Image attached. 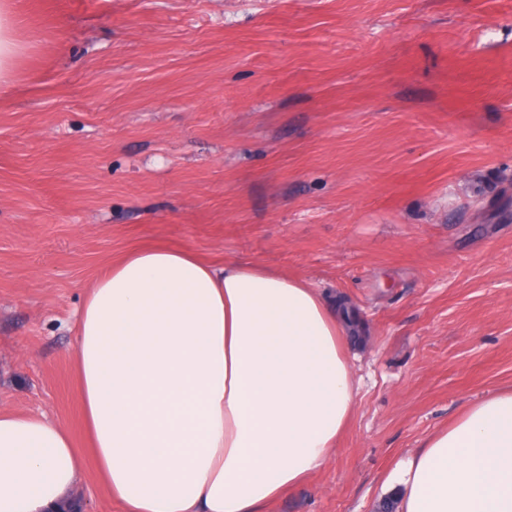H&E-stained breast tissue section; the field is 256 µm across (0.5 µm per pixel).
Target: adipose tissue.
I'll return each mask as SVG.
<instances>
[{
  "instance_id": "adipose-tissue-1",
  "label": "adipose tissue",
  "mask_w": 512,
  "mask_h": 512,
  "mask_svg": "<svg viewBox=\"0 0 512 512\" xmlns=\"http://www.w3.org/2000/svg\"><path fill=\"white\" fill-rule=\"evenodd\" d=\"M344 318L304 280L135 249L87 289L71 350L102 485L123 512H265L327 464L357 408ZM84 460L63 425L0 409V512H56ZM398 512H512V389L390 476Z\"/></svg>"
}]
</instances>
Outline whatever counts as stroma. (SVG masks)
Segmentation results:
<instances>
[{"label":"stroma","instance_id":"1","mask_svg":"<svg viewBox=\"0 0 512 512\" xmlns=\"http://www.w3.org/2000/svg\"><path fill=\"white\" fill-rule=\"evenodd\" d=\"M0 87V408L84 448L97 272L163 245L347 300L360 381L267 512H379L428 436L512 387V0H13ZM11 0L0 1V85L6 81L14 58L22 46L14 37L17 24Z\"/></svg>","mask_w":512,"mask_h":512}]
</instances>
